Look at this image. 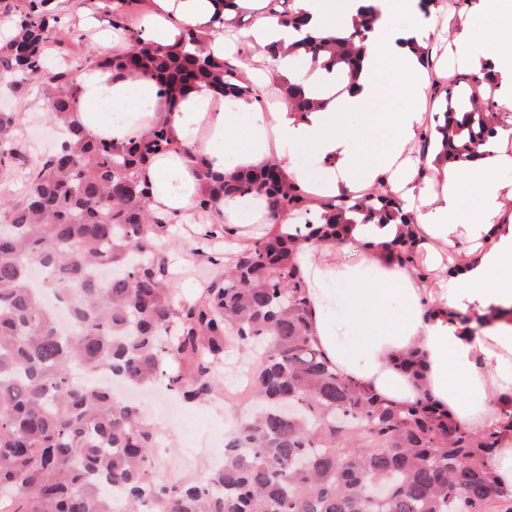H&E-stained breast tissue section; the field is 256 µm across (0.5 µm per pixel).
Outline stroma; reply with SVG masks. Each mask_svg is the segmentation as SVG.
<instances>
[{
    "mask_svg": "<svg viewBox=\"0 0 512 512\" xmlns=\"http://www.w3.org/2000/svg\"><path fill=\"white\" fill-rule=\"evenodd\" d=\"M65 29L81 33L80 41L66 40L63 49L72 54L84 52L99 55L103 48L94 30L86 28L84 15L95 12L93 0H52ZM485 0H469L459 10L448 8V0H435L428 16L432 28L424 42L426 47L447 58L449 47L468 31L471 18L480 14ZM263 18L256 9L242 11L236 24L225 31L224 41L233 53L246 61L245 75L259 70L270 71L271 77L264 87L268 103L281 99L279 75L271 71L272 64L261 44L253 37L254 30ZM15 96L26 102L18 114L16 128L19 159L7 173L8 185L14 197H21L23 185L35 162L40 161L54 147L59 134L49 123L42 110L43 91L40 86L26 84L15 88ZM162 250L167 255L176 295L179 300H196L204 289L223 286L224 266L221 259L226 248L224 236L201 237L193 220L166 225L159 235ZM261 360L260 353L230 347L223 361L216 364L213 374L217 386L205 401L184 403L178 419H170L167 403L173 399L165 383L153 387L155 398L143 403L145 418L159 435L154 456L156 469L163 479L193 481L222 464L224 442L236 428L239 420L248 413L251 404L232 394V384L243 376H254Z\"/></svg>",
    "mask_w": 512,
    "mask_h": 512,
    "instance_id": "1",
    "label": "stroma"
}]
</instances>
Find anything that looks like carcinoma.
Wrapping results in <instances>:
<instances>
[{"label": "carcinoma", "instance_id": "1", "mask_svg": "<svg viewBox=\"0 0 512 512\" xmlns=\"http://www.w3.org/2000/svg\"><path fill=\"white\" fill-rule=\"evenodd\" d=\"M136 0H103V18L130 33L112 55L77 56L52 65L60 18L50 0L4 5L11 35L0 42V77L14 87L37 83L43 108L63 131L58 150L29 173L19 201L0 196V512H512V489L483 467L494 434L460 427L429 400L395 407L339 376L308 333L305 284L291 264L287 237H261L238 252L224 286L174 303L158 246L169 220L149 209L151 187L139 178L153 157L180 148L164 127L117 144L93 137L75 118L77 73L91 65L115 77L154 78L174 109L204 85L231 104L255 98L235 55L206 51L203 28L180 26L160 43L131 28ZM209 27L228 26L238 0H211ZM266 16L298 36L314 68L351 81L362 64L363 30L378 11L358 9L347 36L307 29L294 0H268ZM479 80L463 72L431 83L449 107L435 129L421 131L422 152H489L501 123L497 104L471 96ZM280 89L300 115L319 101L302 85ZM15 112H0V166L16 158ZM196 211L228 195H262L268 216L285 221L308 211L307 189L276 166L230 175L200 166ZM310 233L338 226L401 224L391 242L396 261H413V214L390 194L351 193L322 203ZM71 310L69 331L32 286ZM263 346L252 398L262 406L224 445V462L190 482L156 475L153 431L138 407L90 382L102 371L133 387L163 378L186 400L215 389L212 366L229 342ZM171 361L186 375L167 374Z\"/></svg>", "mask_w": 512, "mask_h": 512}]
</instances>
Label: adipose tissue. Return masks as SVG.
I'll return each instance as SVG.
<instances>
[{"instance_id": "adipose-tissue-1", "label": "adipose tissue", "mask_w": 512, "mask_h": 512, "mask_svg": "<svg viewBox=\"0 0 512 512\" xmlns=\"http://www.w3.org/2000/svg\"><path fill=\"white\" fill-rule=\"evenodd\" d=\"M410 0H379V17L363 40L362 70L344 91L335 82L299 67L295 54L276 68L321 101L301 117L287 102L268 112L260 102L217 111L208 87H200L168 109L154 81L137 75L116 78L90 67L77 77L80 123L94 136L117 143L167 127L179 150L153 158L140 178L152 188L151 208L173 222L193 215L198 166L233 172L272 160L287 180L313 184L322 198L357 186L399 194L413 211L418 259L424 276L394 261L395 224H348L336 239L309 234L301 224L268 220L262 197H250L254 223H240L243 202L219 200L202 214L201 230L224 228L233 242L288 235L291 261L306 284L309 333L344 379L373 389L395 405L427 396L469 430L493 433L496 448L484 466L512 487V183L500 180L512 156L495 152L462 159L448 153L417 162L408 151L419 129L424 93L414 76L416 44L397 23ZM361 0H300L313 26L333 21L349 35ZM212 14L209 0L183 8L176 0H139L144 37L172 38L166 17L201 25ZM512 0H486L470 32L492 35L483 53L456 52L469 73L483 74L489 57L512 47ZM439 191L428 192L430 181ZM369 243L355 264L339 253Z\"/></svg>"}]
</instances>
